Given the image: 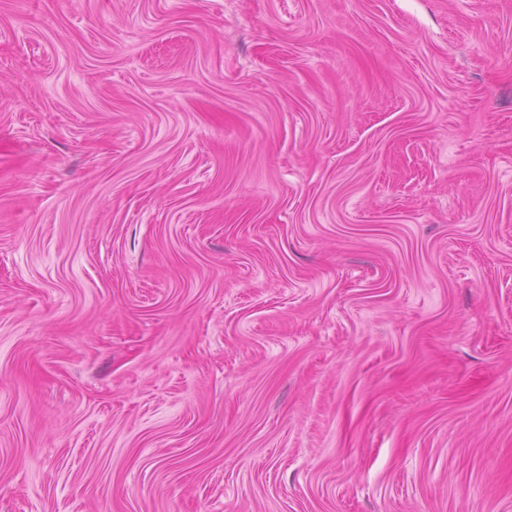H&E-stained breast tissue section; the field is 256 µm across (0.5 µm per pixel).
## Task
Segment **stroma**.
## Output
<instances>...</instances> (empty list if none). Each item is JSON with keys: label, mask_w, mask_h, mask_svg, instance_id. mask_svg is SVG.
I'll use <instances>...</instances> for the list:
<instances>
[{"label": "stroma", "mask_w": 512, "mask_h": 512, "mask_svg": "<svg viewBox=\"0 0 512 512\" xmlns=\"http://www.w3.org/2000/svg\"><path fill=\"white\" fill-rule=\"evenodd\" d=\"M0 512H512V0H0Z\"/></svg>", "instance_id": "stroma-1"}]
</instances>
